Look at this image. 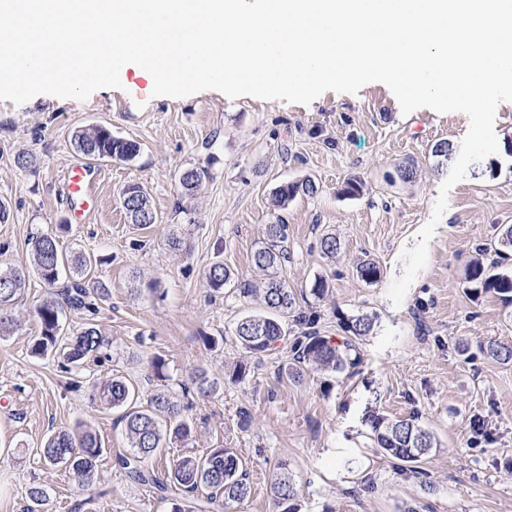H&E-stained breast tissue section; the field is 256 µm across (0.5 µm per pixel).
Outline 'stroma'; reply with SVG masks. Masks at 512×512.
Returning <instances> with one entry per match:
<instances>
[{
    "mask_svg": "<svg viewBox=\"0 0 512 512\" xmlns=\"http://www.w3.org/2000/svg\"><path fill=\"white\" fill-rule=\"evenodd\" d=\"M124 96L112 89L84 101H0V200L10 205L0 222V264L31 266L29 240L39 234L55 236L62 257L92 258V280L111 289L96 324L112 341L106 355L85 360L75 386L60 357L35 356L36 310L55 291L31 275L12 310L18 329L0 338V512H23L34 484L46 490L48 512H171L152 486L119 467L118 458L131 451L121 412L94 387L122 375L141 398L161 388L178 395L199 369L218 390L190 409V440L167 445L150 462L158 477L182 456L222 446L238 452L249 473L244 512H276L270 479L280 471L299 489L302 512H512V363L483 352L491 340L512 343V305L491 294L471 297L462 287L476 249L512 224V102L497 109V153L471 164L450 190L427 265L396 306L387 293L403 274L400 254L415 246L452 168L432 148L445 141L460 150L465 114H403L379 82L354 95L329 91L307 106L215 90L171 99L144 85L131 107L121 106ZM96 125L137 142L140 153L131 161L100 160L105 177L94 209L86 223L74 224L58 179L84 159L76 133ZM24 151L36 156V172L16 167ZM406 161L419 171L407 184L396 175ZM192 167L206 175L184 196L178 176ZM355 177L361 194L343 195ZM306 178L318 183L316 195L274 207L278 186ZM130 183L149 197L157 216L150 227L126 221L121 193ZM279 216L288 224L281 276L320 334L339 341L347 319H373L372 333L356 342L354 372L309 365L300 381L281 378L302 334L290 319L285 340L260 358L232 336L241 317L263 310L236 286L263 287L266 275L251 256L265 225ZM175 231L186 249L167 246ZM328 234L340 243L333 257L320 248ZM367 259L381 269L377 283L356 273ZM217 260L235 281L220 294L205 279ZM319 276L329 284L321 300L310 293ZM208 336L219 346L208 347ZM156 357L166 363V381L149 368ZM240 363L249 371L237 380L232 372ZM370 407L418 416L436 434L440 446L418 472L373 448L362 423ZM475 418L483 431L471 428ZM80 428L95 430L103 449L89 486L40 453L50 435Z\"/></svg>",
    "mask_w": 512,
    "mask_h": 512,
    "instance_id": "1",
    "label": "stroma"
}]
</instances>
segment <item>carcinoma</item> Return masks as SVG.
I'll return each mask as SVG.
<instances>
[{
    "mask_svg": "<svg viewBox=\"0 0 512 512\" xmlns=\"http://www.w3.org/2000/svg\"><path fill=\"white\" fill-rule=\"evenodd\" d=\"M77 149L89 158L98 156L131 161L140 146L137 142L118 138L107 128L93 127L75 135ZM204 171L196 168L183 170L179 175L182 192L191 194L202 182ZM319 186L312 179L286 183L274 192V203L286 208L288 201L298 194L314 195ZM121 204L127 221L139 228L156 223V214L143 187L137 183L125 187ZM288 239V224L279 216L264 227L263 241L253 252L252 262L268 275L262 291V302L269 313L247 315L237 321L233 335L237 343L247 352L264 355L272 351L285 335L284 322L288 315L295 314L299 325H312L314 320L300 311L292 289L280 276L282 266L288 260L285 242ZM496 253L499 261L486 266L479 258L472 259L466 269L464 288L474 297L494 293L506 304L512 303V271L505 265L512 259V225L503 227L497 239ZM32 264L35 272L50 286H59L57 297L43 302L37 308L41 324L40 336L32 346V353L44 356L65 345L67 365L63 371L71 372V366L80 365L90 357L100 354L110 340L96 328L95 320L101 305L109 298V287L102 282L90 284L88 271L91 261L82 254L70 260L60 258L56 240L51 235H40L32 239ZM360 278L374 284L381 278L380 267L365 260L357 268ZM28 272L25 267L11 266L0 269V335L14 332L17 322L8 313L26 288ZM206 280L213 291L218 292L233 282V275L224 261L213 262ZM70 308L85 316L87 324L74 336L62 333L64 308ZM347 329L355 337L367 336L373 329V321L367 315H358L348 320ZM296 364L281 369L290 380L301 376L299 364L312 362L321 367L341 372L355 365L351 357L352 344L338 345L315 330L303 333L297 342ZM485 353L502 363H512V345L490 341ZM192 388L198 396H208L214 389L206 373L199 371L192 379ZM99 395L106 404L123 409L120 422L130 440L132 453L118 458L119 466L127 476L141 484L152 485L161 498L172 505V512H227L243 503L251 494V485L243 471L241 458L225 448H213L201 457L185 456L176 460L168 471L167 478H156L146 467L159 449L176 441H187L192 436L193 422L183 413L178 400L166 390H157L146 402H139V392L121 375H114L101 382ZM365 424L370 438L380 451L414 468L424 462L438 447L435 434L420 422L418 417L392 418L377 409L366 413ZM101 453V440L86 429L79 434L60 431L52 435L42 447L43 458L53 464H61L75 474L84 484L95 481L97 458ZM203 487L210 493L187 505L190 494ZM271 494L277 512H301L298 490L287 473L276 474L271 479ZM29 504L24 512H45L47 495L45 490L33 485L27 491Z\"/></svg>",
    "mask_w": 512,
    "mask_h": 512,
    "instance_id": "cac0c4a2",
    "label": "carcinoma"
}]
</instances>
